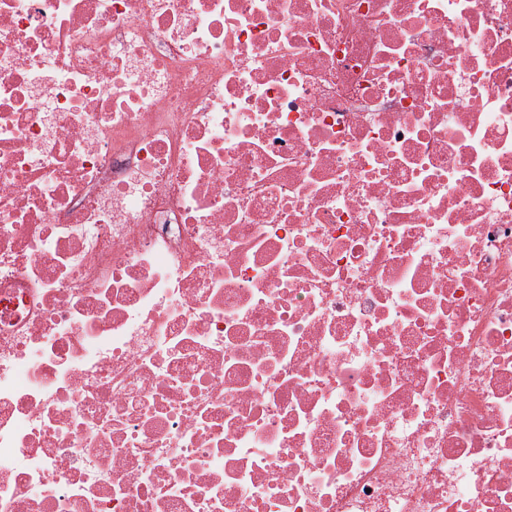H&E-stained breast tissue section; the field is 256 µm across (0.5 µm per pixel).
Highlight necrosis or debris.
<instances>
[{
    "mask_svg": "<svg viewBox=\"0 0 512 512\" xmlns=\"http://www.w3.org/2000/svg\"><path fill=\"white\" fill-rule=\"evenodd\" d=\"M0 512H512V0H0Z\"/></svg>",
    "mask_w": 512,
    "mask_h": 512,
    "instance_id": "4bbe7bcc",
    "label": "necrosis or debris"
}]
</instances>
